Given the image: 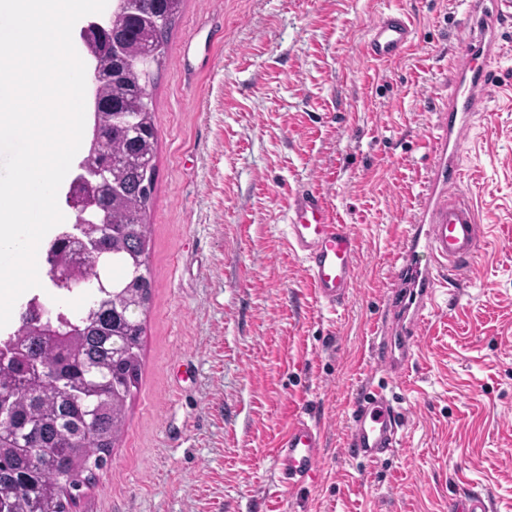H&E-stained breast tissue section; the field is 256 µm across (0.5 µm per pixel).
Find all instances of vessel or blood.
I'll use <instances>...</instances> for the list:
<instances>
[{
  "instance_id": "vessel-or-blood-1",
  "label": "vessel or blood",
  "mask_w": 512,
  "mask_h": 512,
  "mask_svg": "<svg viewBox=\"0 0 512 512\" xmlns=\"http://www.w3.org/2000/svg\"><path fill=\"white\" fill-rule=\"evenodd\" d=\"M510 18L512 0H498L491 10L484 0H466L463 25L469 30L468 46L455 73L453 93L436 108L439 135L433 163L392 265L388 319L375 331L380 364L394 381L404 374L439 291L447 285L448 273L470 267L486 234L473 203L459 192L458 159L473 115L485 108L494 76L490 62L499 48L498 30ZM414 39L408 16L390 10L372 23L362 50L374 61L390 62L400 58ZM285 235L305 266L317 302L332 309L343 306L357 279L358 237L351 226L335 217L316 189L305 187L289 198ZM402 434L403 416L394 400L381 388L366 390L350 415L347 443L351 451L374 462L396 448ZM322 461L320 424L296 416L274 450L281 483L293 488L315 478ZM451 512H491V505L481 493L469 492L454 502Z\"/></svg>"
}]
</instances>
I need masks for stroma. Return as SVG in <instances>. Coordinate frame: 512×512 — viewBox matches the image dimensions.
Segmentation results:
<instances>
[{"mask_svg":"<svg viewBox=\"0 0 512 512\" xmlns=\"http://www.w3.org/2000/svg\"><path fill=\"white\" fill-rule=\"evenodd\" d=\"M416 24L378 63L381 12ZM462 0H184L150 89L158 141L152 299L125 430L73 512H448L459 493L512 512V21L461 154L489 235L440 296L406 376L372 327L468 42ZM316 188L359 240L344 306L320 305L287 247L288 200ZM383 386L399 447L352 458L349 417ZM298 415L324 430L319 478L284 490L273 450ZM415 29L400 10L383 12L370 26L363 52L376 62L400 58L413 44Z\"/></svg>","mask_w":512,"mask_h":512,"instance_id":"obj_1","label":"stroma"}]
</instances>
